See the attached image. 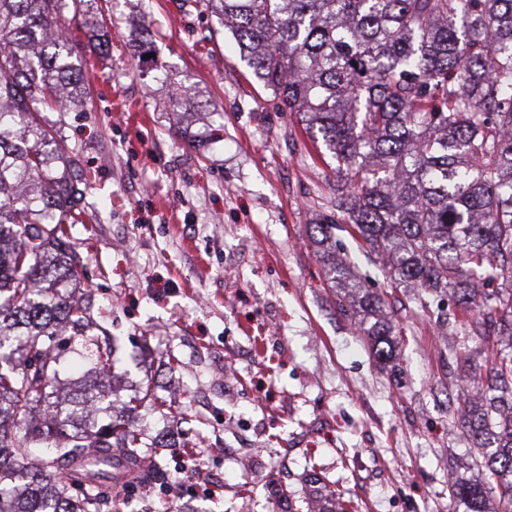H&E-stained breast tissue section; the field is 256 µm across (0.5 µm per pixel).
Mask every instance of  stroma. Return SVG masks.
Returning <instances> with one entry per match:
<instances>
[{
    "label": "stroma",
    "mask_w": 512,
    "mask_h": 512,
    "mask_svg": "<svg viewBox=\"0 0 512 512\" xmlns=\"http://www.w3.org/2000/svg\"><path fill=\"white\" fill-rule=\"evenodd\" d=\"M81 7L101 14L111 52L91 58L83 106L41 122L88 185L68 242L119 351L101 379L62 343L57 389L102 381L119 411L143 395L147 438L174 430L209 451L179 498L137 486L122 512H274L314 471L362 512H451L449 475L482 477L450 409L449 387L471 382L448 352L459 326L398 303L355 254L358 287L401 329L394 369L379 370L309 239L333 212L331 174L216 17L197 0ZM144 29L148 59L134 54ZM179 87L189 99L175 111Z\"/></svg>",
    "instance_id": "obj_1"
}]
</instances>
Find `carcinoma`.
Masks as SVG:
<instances>
[{"mask_svg":"<svg viewBox=\"0 0 512 512\" xmlns=\"http://www.w3.org/2000/svg\"><path fill=\"white\" fill-rule=\"evenodd\" d=\"M78 0H0V512H119L117 491L151 445L88 385L64 398L56 336L70 333L101 371L115 346L82 299L69 224L81 223L79 179L37 122L84 92L99 20ZM253 76L297 116L336 179V218L314 225L336 312L383 370L395 345L384 299L356 288L336 232L382 258L393 288L426 312L450 294L460 328L488 352L485 379L457 386L454 423L483 480L448 477L454 512H512V0H203ZM509 341L511 351L499 346ZM109 421L88 440L89 414ZM74 432H68V428ZM307 512H359L314 475Z\"/></svg>","mask_w":512,"mask_h":512,"instance_id":"1","label":"carcinoma"}]
</instances>
